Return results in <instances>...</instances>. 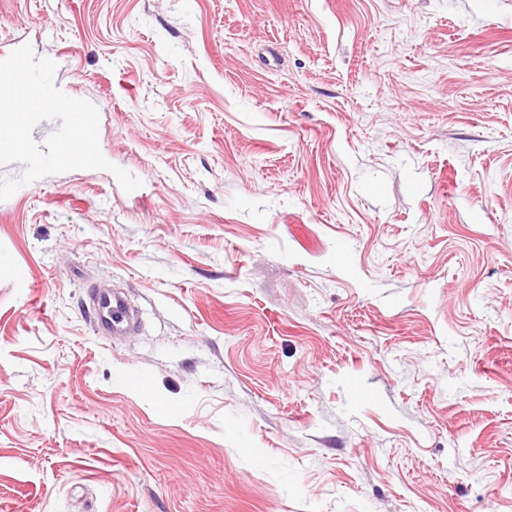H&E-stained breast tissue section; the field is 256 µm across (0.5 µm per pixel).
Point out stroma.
<instances>
[{"mask_svg":"<svg viewBox=\"0 0 512 512\" xmlns=\"http://www.w3.org/2000/svg\"><path fill=\"white\" fill-rule=\"evenodd\" d=\"M26 43L142 185L0 202V512H512V0H0ZM93 304L97 312L95 327L100 336H108L104 328H112L113 336H123L129 330V307L126 299L114 291L95 290Z\"/></svg>","mask_w":512,"mask_h":512,"instance_id":"obj_1","label":"stroma"}]
</instances>
